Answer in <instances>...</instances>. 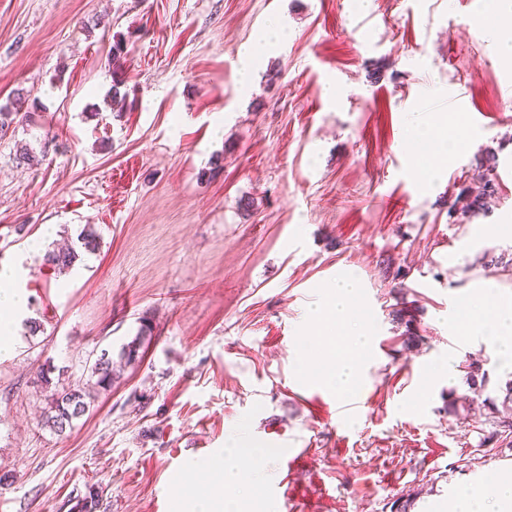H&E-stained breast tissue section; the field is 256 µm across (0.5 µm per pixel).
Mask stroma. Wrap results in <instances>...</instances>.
<instances>
[{
  "mask_svg": "<svg viewBox=\"0 0 512 512\" xmlns=\"http://www.w3.org/2000/svg\"><path fill=\"white\" fill-rule=\"evenodd\" d=\"M480 8L0 0V105L32 96L26 121L0 131V270L27 296L0 353V512H80L90 484L96 512H185L192 460L238 442L265 448L273 512H393L398 499L427 512L512 464L488 408L446 409L469 391V362L487 397L512 378L505 344L466 310L486 282L512 297V67L475 31ZM428 115L447 118L453 156L406 138ZM23 146L38 168L18 163ZM487 181L488 211L462 213L460 192ZM87 227L96 251L62 272L45 263ZM345 273L361 288L340 319L328 287ZM145 321L152 339L120 383L72 430L45 428L41 369L85 384ZM356 321L385 352L339 399L296 359L339 357ZM438 362L448 371L431 377Z\"/></svg>",
  "mask_w": 512,
  "mask_h": 512,
  "instance_id": "stroma-1",
  "label": "stroma"
}]
</instances>
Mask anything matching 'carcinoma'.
Segmentation results:
<instances>
[{"label": "carcinoma", "instance_id": "carcinoma-1", "mask_svg": "<svg viewBox=\"0 0 512 512\" xmlns=\"http://www.w3.org/2000/svg\"><path fill=\"white\" fill-rule=\"evenodd\" d=\"M123 53L124 46L122 43L117 42L112 46V55L110 56L113 73L112 89L116 97L120 96L119 85L122 84V81L118 79V73L120 72L121 54ZM23 102H25V97L19 94L8 104L0 106V130L9 127L10 123L20 117L17 107ZM493 194L492 183L487 181L475 195L466 198L461 193L459 197L466 198L463 208L481 210L487 206L488 200L492 198ZM78 259L79 254L74 248L53 250L45 254V261L48 264L62 270L74 266ZM151 338L150 327L142 324L136 336L121 347L119 361H113L107 351H102L90 367V377L95 379L93 386L81 387L77 385L55 390L51 395L49 408L44 411L43 425L58 434L73 428L74 421L90 410L99 392L110 390L122 378L125 368L134 365L141 359L145 344L149 343ZM466 369V380L470 389L475 393L483 391L488 383L487 374L474 363L468 364ZM500 391L502 393L501 403L498 404L496 400H491V409L496 411L501 407L503 413L506 414L512 410V380L506 381L504 386L500 387Z\"/></svg>", "mask_w": 512, "mask_h": 512}]
</instances>
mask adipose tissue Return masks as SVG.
<instances>
[{
  "mask_svg": "<svg viewBox=\"0 0 512 512\" xmlns=\"http://www.w3.org/2000/svg\"><path fill=\"white\" fill-rule=\"evenodd\" d=\"M10 271H0V352L9 351V337L16 315L27 305L24 292L10 287ZM475 309H490L492 319L485 330L486 340L497 344L512 338V300L494 301L491 286L477 296ZM368 327H359L347 340L348 355L320 369L314 377L319 385L337 397L353 394L363 373L361 352L367 345ZM193 471L206 476L204 492L188 500L187 512H254L253 491L262 483L260 474L239 468L231 454L213 455L193 462ZM441 512H512V465L494 469L470 499L454 497L441 503Z\"/></svg>",
  "mask_w": 512,
  "mask_h": 512,
  "instance_id": "obj_1",
  "label": "adipose tissue"
}]
</instances>
